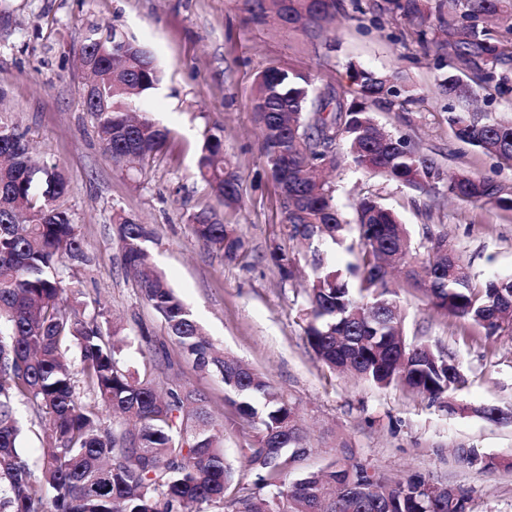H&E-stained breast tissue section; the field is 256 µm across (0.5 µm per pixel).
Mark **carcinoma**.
Listing matches in <instances>:
<instances>
[{
    "label": "carcinoma",
    "instance_id": "carcinoma-1",
    "mask_svg": "<svg viewBox=\"0 0 512 512\" xmlns=\"http://www.w3.org/2000/svg\"><path fill=\"white\" fill-rule=\"evenodd\" d=\"M246 19L263 27L272 16L288 32L326 41V24L341 0H240ZM383 10L412 21L422 43H429L432 21L448 35L458 73L443 79L440 92L467 102L474 85L512 70V0H384ZM92 29L83 60L93 72L95 98L84 100L105 152L132 166L159 152L167 130L148 117L134 119L142 98L160 82L151 52L116 29ZM356 86L347 100L334 88L315 89L303 72L271 65L257 77L251 111L261 137V156L280 190L288 239L321 236L338 243L354 235L358 262L340 267L322 254L313 257L306 290L305 333L328 367L353 373L379 387L400 384L432 402H441L465 383L450 354L411 344L391 269L403 274L401 287L424 289L439 311L462 319L487 337L512 328V276L475 282L469 267L442 234L428 233L425 255L411 248L398 214L364 197L350 222L338 207L335 187L320 173L336 170L343 159L367 173L415 190L442 183L464 204L512 211V189L467 171L444 174L402 136L382 130L370 105L399 96L391 77L349 66ZM454 137L480 151L512 162V121L481 122L470 112L448 111ZM199 173L224 206L239 204L241 177L228 170L219 137L203 145ZM45 186L34 201L36 176ZM58 166H39L25 134L0 117V512H214L224 508L233 469L225 462L223 441L206 398L174 392L163 397L149 375L131 370L112 331L92 318L84 321L65 304L74 293L66 281L67 263L88 262L75 225L54 201L66 190ZM124 265L143 299L162 318L167 334L195 368L224 383V397L243 430L253 432L244 459L255 473L251 487L236 490L234 512H467L464 490L451 506L455 489L443 485L436 497L419 474L399 481L373 476L374 468L336 455L324 467L299 478L291 474L304 459L308 438L296 402L259 372L218 349L168 284L149 266L147 243L155 232L122 213L113 216ZM196 237L235 259L247 242L232 224L210 211L192 215ZM80 367L68 365L71 346ZM90 395L82 401L77 389ZM48 420L49 432L36 478L20 448L22 427L16 401ZM112 425L102 424V414Z\"/></svg>",
    "mask_w": 512,
    "mask_h": 512
}]
</instances>
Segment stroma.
<instances>
[{
	"instance_id": "stroma-1",
	"label": "stroma",
	"mask_w": 512,
	"mask_h": 512,
	"mask_svg": "<svg viewBox=\"0 0 512 512\" xmlns=\"http://www.w3.org/2000/svg\"><path fill=\"white\" fill-rule=\"evenodd\" d=\"M383 0H344L329 45L312 46L300 33L249 24L238 0H0V114L25 132L39 163L59 164L67 181L59 206L76 226L88 263L72 267L80 316L103 314L128 343L131 370L151 374L165 392L204 395L224 425V458L236 482L252 483L242 464L248 438L234 425L220 380L199 372L170 341L161 317L147 304L124 267L112 217L122 213L149 224L150 262L162 271L209 337L286 396L305 418L311 449L298 472L316 470L337 453L369 461L391 478L418 473L467 490L471 512H512V423H491L477 407L512 409V334L470 338L462 320L438 311L420 289L399 293L409 342L456 354L466 380L452 400L471 406L452 414L402 386L380 388L329 370L305 335L301 309L313 248L283 235L279 192L264 172L250 100L266 67L309 72L317 88L352 96L350 67L392 77L397 98L373 104L376 122L406 137L443 171H468L512 189V164L454 138L447 97L437 82L456 62L443 44L428 50L410 22L381 9ZM110 26L152 53L162 81L147 97L151 119L169 136L164 148L134 169L108 157L86 111L89 80L82 45L89 28ZM242 178L235 209L202 181L198 159L210 135ZM336 199L350 210L371 196L408 224L413 246L425 233L444 232L450 247L479 278L512 275V212L465 206L444 188L416 191L343 162L335 173ZM237 225L249 244L230 260L193 234L189 217L202 210ZM281 245L298 269L283 276L271 252ZM474 450L468 464L457 451Z\"/></svg>"
}]
</instances>
